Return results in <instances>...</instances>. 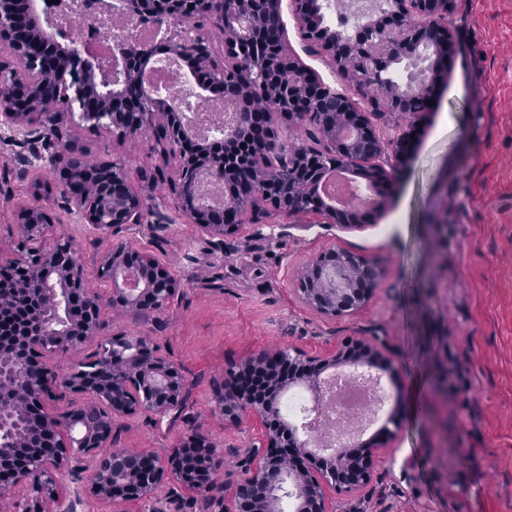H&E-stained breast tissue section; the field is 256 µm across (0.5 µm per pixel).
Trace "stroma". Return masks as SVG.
<instances>
[{
	"label": "stroma",
	"instance_id": "1",
	"mask_svg": "<svg viewBox=\"0 0 512 512\" xmlns=\"http://www.w3.org/2000/svg\"><path fill=\"white\" fill-rule=\"evenodd\" d=\"M284 38L298 62L336 90L354 93L325 54L308 49L290 7ZM452 51L415 129L409 157L395 165L383 209L342 229L317 213L268 214L225 236L223 249L179 219L139 242L184 282L160 319L105 308L99 333L155 339L191 384L188 414L223 443L233 462L251 437L212 411L213 390L232 362L296 346L372 338L394 362L383 385L419 394V412L400 411L395 437L373 459L369 484L336 496V512H512V0H448ZM0 128V251L17 239V212L36 203L56 216L52 233L75 240L95 280L107 239L61 214L57 172L18 177L17 146ZM79 150L124 163L150 200L175 208L168 183L139 178L160 158L154 140H121L77 128ZM344 248L373 260L381 277L358 312L334 319L306 308L294 275L310 257ZM123 448L163 451L187 424L152 428L120 419Z\"/></svg>",
	"mask_w": 512,
	"mask_h": 512
}]
</instances>
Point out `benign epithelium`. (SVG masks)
Returning a JSON list of instances; mask_svg holds the SVG:
<instances>
[{"mask_svg": "<svg viewBox=\"0 0 512 512\" xmlns=\"http://www.w3.org/2000/svg\"><path fill=\"white\" fill-rule=\"evenodd\" d=\"M290 4L306 43L325 52L357 84L369 89L384 85L380 96L369 95L370 109L358 107L299 65L285 40L272 49L266 46L260 18L281 17L282 0H82L79 15L93 26L98 17L115 11L133 13L155 28L170 57L188 70L183 87L169 92L144 81L145 71L162 62L153 43L107 34L112 54L103 63L87 42L63 35L56 42L58 57L47 60L37 49L38 31L51 25V17L40 14L37 26L27 29L18 20L14 0H0V44L10 49V59H0V89L9 101L0 124L21 134L18 146L26 150V162L45 170L66 165L63 211L111 238L99 260L98 289L87 285L74 239L48 237L51 219L39 206L19 208L17 241L10 256L0 254L1 268L27 270L46 284L42 306L29 325L18 328L9 344L0 338V380L12 382L14 398V409L0 406V447L12 432V418L20 415L43 423L52 449L45 453L34 445L25 460L0 473V497L13 499L14 512H28L34 501L46 512H92L95 506L124 512L129 502L141 504L144 512H180L197 501L217 512H283L286 500L292 501L293 512H336V494L357 493L369 483L378 452L373 444L328 448L307 423L323 407L329 376L387 371L389 358L367 337L330 344L315 355L299 347L263 350L226 368L213 411L232 425L246 420L254 431L230 470L224 467V448L196 427L161 455L115 447V424L123 417L139 414L158 428L183 418L190 384L151 337H98L100 316L107 306L144 317L162 315L183 288L156 254L137 243L143 229L173 219L148 205L126 166L113 162L100 168L106 190L86 181L90 163L74 148V108L82 121L115 137L151 133L161 141L163 165L155 168L153 178L164 177L165 167H173L179 211L220 249L224 236L237 231L250 211L303 212L300 200L285 203L270 190V162L285 144L278 117L308 121L322 102L340 101L339 121L319 125V142L290 146L292 164L283 173L291 176L306 152L316 154L323 170L308 189L317 199V213L356 227L361 214L323 200L322 182L345 172L373 192L391 183L393 171L380 159L406 156L410 134L387 139L368 114L413 119L409 95L420 89L430 98L440 78L439 61L447 57L449 46L448 0H387L385 12L363 15L354 32L341 35L325 24L328 0ZM200 19L223 38L215 41L204 33ZM243 49L252 70L263 78L258 86L227 81ZM399 62L412 67L404 84L391 80ZM224 96L239 105L234 126L228 131L218 127L210 139H198L188 114L202 100ZM246 112L261 118L250 167L226 168L224 155L209 149L237 141ZM228 176L252 181L251 195L235 204L233 224L224 223V205L200 192L202 178L222 183ZM379 276L372 260L333 248L298 269L300 299L327 318L349 315L367 304ZM94 339L97 345L82 366L66 374L59 371L54 364L58 355L81 350ZM17 354L36 363L34 378L27 379L14 364L3 367L4 358ZM294 388L308 392L310 406L292 421L281 404ZM70 393L82 396V403L56 408L55 402ZM194 457L204 459V465L191 479L186 470Z\"/></svg>", "mask_w": 512, "mask_h": 512, "instance_id": "benign-epithelium-1", "label": "benign epithelium"}]
</instances>
